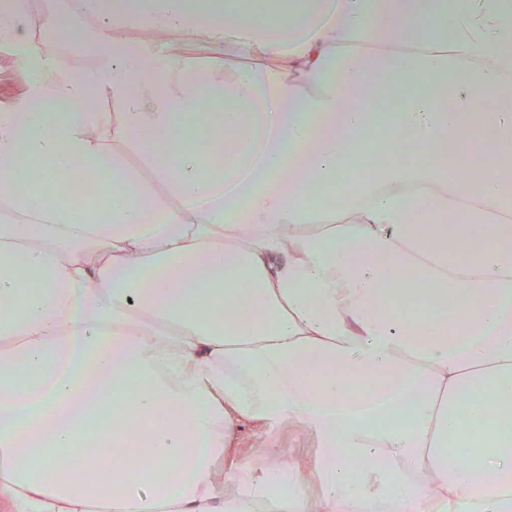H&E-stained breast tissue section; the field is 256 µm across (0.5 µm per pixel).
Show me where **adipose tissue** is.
Here are the masks:
<instances>
[{
    "label": "adipose tissue",
    "instance_id": "1",
    "mask_svg": "<svg viewBox=\"0 0 512 512\" xmlns=\"http://www.w3.org/2000/svg\"><path fill=\"white\" fill-rule=\"evenodd\" d=\"M75 6L96 64L53 84L22 9L0 23L30 71L0 113V512H512V311L489 306L512 295V0ZM133 24L207 29L223 79ZM385 80L399 106L365 111ZM63 175L97 183L83 215ZM250 424L305 432L313 460L240 463ZM415 387L407 384L402 393H369L361 394L352 400L346 402L344 411L345 418H365L383 408L388 402L392 405H398L408 397L415 394Z\"/></svg>",
    "mask_w": 512,
    "mask_h": 512
}]
</instances>
